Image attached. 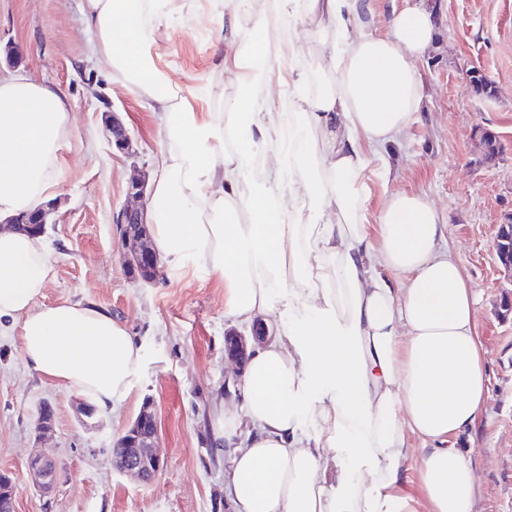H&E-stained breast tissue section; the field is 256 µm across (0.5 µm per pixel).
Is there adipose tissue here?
Here are the masks:
<instances>
[{
	"label": "adipose tissue",
	"mask_w": 512,
	"mask_h": 512,
	"mask_svg": "<svg viewBox=\"0 0 512 512\" xmlns=\"http://www.w3.org/2000/svg\"><path fill=\"white\" fill-rule=\"evenodd\" d=\"M172 0H81L93 54L159 112L168 149L147 204L158 253L207 259L224 313L280 319L238 391L251 426L226 477L235 512H478L481 483L456 440L488 398L475 299L445 247L444 218L400 190L368 219V152L396 143L423 100L415 66L435 38L423 0H402L386 34L366 0H226L210 18L229 41L236 97L197 112L152 61ZM322 44L324 81L292 112L271 86L302 54L296 22ZM265 88L256 98V88ZM73 107L30 75L0 78V220L50 200ZM276 150H269L270 142ZM43 235L0 233V326H18L27 366L100 411L124 401L142 353L92 303H44ZM419 447H411L410 439Z\"/></svg>",
	"instance_id": "obj_1"
}]
</instances>
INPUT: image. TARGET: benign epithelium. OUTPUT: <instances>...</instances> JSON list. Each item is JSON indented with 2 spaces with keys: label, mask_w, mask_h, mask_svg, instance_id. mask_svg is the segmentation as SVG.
<instances>
[{
  "label": "benign epithelium",
  "mask_w": 512,
  "mask_h": 512,
  "mask_svg": "<svg viewBox=\"0 0 512 512\" xmlns=\"http://www.w3.org/2000/svg\"><path fill=\"white\" fill-rule=\"evenodd\" d=\"M128 202L116 214L115 223L120 225L123 245L130 250L129 264L139 272L152 276V271L159 263L156 251L149 239V228L145 218L146 186L140 179L131 180L127 190ZM55 209L49 202L29 215H20L11 219L14 229L35 228L42 233L45 230L48 216ZM512 233V218H505L498 225V230L492 241V249L503 268L512 272V255L500 248L502 236ZM248 352L246 337L232 333L225 338V356L228 360L242 363ZM54 427L52 406H42L34 422L36 437L42 439L48 436ZM158 439V424L151 405L143 407L135 421L123 432L116 446L123 448L122 455L117 458L119 470L135 476L143 481L154 479L163 468V462L156 451ZM29 469L35 476L37 488L44 494L51 492L57 480V464L55 460L44 455H34L29 460Z\"/></svg>",
  "instance_id": "7a95c632"
}]
</instances>
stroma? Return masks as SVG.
I'll list each match as a JSON object with an SVG mask.
<instances>
[{"label":"stroma","mask_w":512,"mask_h":512,"mask_svg":"<svg viewBox=\"0 0 512 512\" xmlns=\"http://www.w3.org/2000/svg\"><path fill=\"white\" fill-rule=\"evenodd\" d=\"M436 41L417 63L424 86L417 120L391 150L389 179L371 161L364 178L377 213L387 193L426 195L446 216V241L477 295L476 332L490 399L458 448L467 452L484 492L480 512H512V273L491 248L512 214V0H426ZM222 0H176L160 41L157 66L181 85L196 111L223 107L236 87L222 63L208 18ZM81 0H0V77L29 73L76 104L54 175L55 210L44 236L52 276L45 303H93L123 323L142 348V365L115 410L79 413L76 393L28 370L17 330L0 329V471L19 493L15 512H232L224 475L234 453L215 434L223 409L242 413L240 367L224 356V338L252 336L253 326L224 314V288L210 263L162 262L152 280L132 276L113 217L131 179L151 182L168 142L157 115L91 53ZM477 70L494 87L473 92ZM116 115L129 137L117 149L105 127ZM495 135L486 154L482 132ZM152 403L165 464L153 480L122 473L112 446ZM55 412L42 448L58 461L51 493L32 485L27 464L36 447L33 420L42 404Z\"/></svg>","instance_id":"35a3bbf8"}]
</instances>
